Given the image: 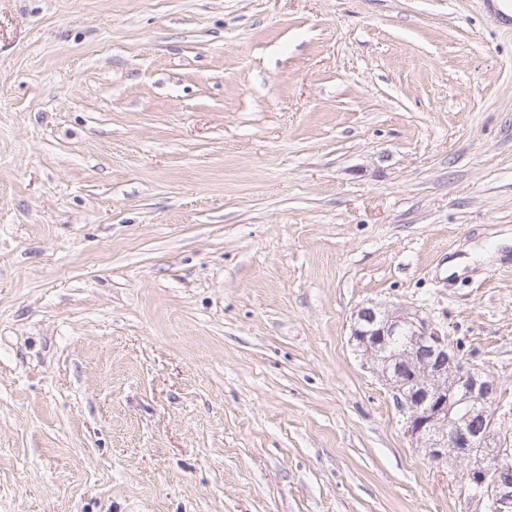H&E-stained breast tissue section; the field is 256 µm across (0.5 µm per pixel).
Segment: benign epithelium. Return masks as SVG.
<instances>
[{
    "label": "benign epithelium",
    "mask_w": 512,
    "mask_h": 512,
    "mask_svg": "<svg viewBox=\"0 0 512 512\" xmlns=\"http://www.w3.org/2000/svg\"><path fill=\"white\" fill-rule=\"evenodd\" d=\"M400 336L406 343L392 349ZM351 338L393 394L411 443L438 467L467 463L468 479L482 490L501 448L492 424L475 421L491 416L497 387L489 375L460 357L434 320L400 305L360 308ZM489 496L496 512H512L511 482L494 483Z\"/></svg>",
    "instance_id": "obj_1"
}]
</instances>
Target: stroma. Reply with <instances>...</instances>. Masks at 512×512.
Returning <instances> with one entry per match:
<instances>
[{"label": "stroma", "instance_id": "obj_1", "mask_svg": "<svg viewBox=\"0 0 512 512\" xmlns=\"http://www.w3.org/2000/svg\"><path fill=\"white\" fill-rule=\"evenodd\" d=\"M511 232L494 0H0V512H493L349 337L440 323L512 452Z\"/></svg>", "mask_w": 512, "mask_h": 512}]
</instances>
